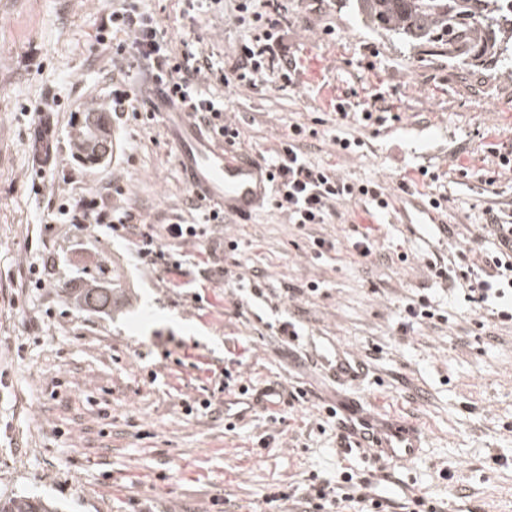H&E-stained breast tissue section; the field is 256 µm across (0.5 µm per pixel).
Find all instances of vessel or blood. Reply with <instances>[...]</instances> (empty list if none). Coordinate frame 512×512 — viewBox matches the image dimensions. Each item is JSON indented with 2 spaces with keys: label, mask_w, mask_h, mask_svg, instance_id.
<instances>
[{
  "label": "vessel or blood",
  "mask_w": 512,
  "mask_h": 512,
  "mask_svg": "<svg viewBox=\"0 0 512 512\" xmlns=\"http://www.w3.org/2000/svg\"><path fill=\"white\" fill-rule=\"evenodd\" d=\"M149 94L160 107L180 171L193 195L240 219L256 214L271 188L264 163L211 137L193 113L179 109L166 98L161 85L152 86ZM397 209L407 223L420 225L423 236L447 238L443 221L421 195L411 190L399 195ZM320 361L341 383L363 374L358 359L341 350L331 356L321 355ZM422 446L416 425L394 422L381 427L370 417L360 418L358 425L350 427L348 439L340 444L345 453L372 449L379 462L392 468L405 467L419 456Z\"/></svg>",
  "instance_id": "1"
}]
</instances>
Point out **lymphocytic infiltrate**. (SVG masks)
<instances>
[{"instance_id": "1", "label": "lymphocytic infiltrate", "mask_w": 512, "mask_h": 512, "mask_svg": "<svg viewBox=\"0 0 512 512\" xmlns=\"http://www.w3.org/2000/svg\"><path fill=\"white\" fill-rule=\"evenodd\" d=\"M234 10L236 22L249 29L251 36L239 43L238 62L227 69L205 56L196 41L183 40L181 49H173L166 32L142 0H121L97 35L99 44L112 50V97L106 109L113 119L132 120L144 128L150 126L155 112L142 92L131 85L133 76L147 72L167 86L175 103L199 112L211 134L228 145H239L240 127L226 122L223 102L204 93L200 82L210 80L227 86L253 87L272 78L281 86L291 87L295 84L296 70L275 64L281 41L277 10L260 9L258 0H236ZM56 112L54 99L48 97L32 112L34 128L43 131L46 137L44 161L37 171L41 179L55 178L63 169L58 152ZM317 136L315 128L300 123L290 125L266 162L272 200L279 210L287 213L289 223L302 231L329 223L338 205L357 200L370 202L379 210L389 209L392 195L379 182L351 181L338 175L330 165L310 160L305 144ZM121 193V188L111 184L91 195H70L60 204L59 213L72 224L109 225L113 232L132 241L137 260L148 268L181 273L182 261L172 251V244L201 243L210 227L225 221L223 213L193 198L189 205L197 213L196 220L177 219L166 224L159 234L152 225L135 223L132 212L114 204V197ZM482 220L481 230L493 239L495 251L478 264L469 250L459 249L457 286L475 309L493 307L499 322H512V307L502 304L507 292L512 291V213L488 207L482 212ZM290 501L301 503L302 512H389L391 506L388 499L373 492L368 480L349 468L341 471L334 482L314 475L305 486L277 487L264 496L265 504L274 512Z\"/></svg>"}]
</instances>
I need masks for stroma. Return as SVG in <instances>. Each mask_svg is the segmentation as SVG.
I'll list each match as a JSON object with an SVG mask.
<instances>
[{
	"label": "stroma",
	"mask_w": 512,
	"mask_h": 512,
	"mask_svg": "<svg viewBox=\"0 0 512 512\" xmlns=\"http://www.w3.org/2000/svg\"><path fill=\"white\" fill-rule=\"evenodd\" d=\"M112 3L0 0V497H47L59 512H207L220 495L228 512H262L270 487L314 474L332 479L349 467L384 492L392 512L415 495L441 512H512V323L472 312L427 266L465 246L492 252L480 214L489 205L512 209V173L498 166L499 154L512 153V77L460 71L441 53L410 50L367 28L347 0H283L280 59L296 66V86H211L242 129L241 151L269 154L290 124L302 123L319 132L308 142L310 159L352 179L394 192L420 168L433 169L456 234L430 245L395 210L350 202L306 236L269 205L212 228L207 244L184 245L176 288L170 274L143 269L133 244L108 225L60 223L48 238L31 235L64 197L110 180L141 222L166 224L185 212L189 189L158 121L115 124L105 164L93 171L79 162L67 167V182L36 184L21 108L51 93L67 113L107 100L111 53L96 35ZM145 3L173 43L197 39L212 60L235 63L246 31L231 0L194 20L183 0ZM374 96L384 124L350 121L348 132L365 146L336 154L335 102L358 113ZM356 224L371 228L383 261L358 265L349 249ZM313 235L332 249L315 256ZM229 240L236 251L207 255V245ZM46 251L58 258L52 286L22 291L30 262ZM399 252L411 263L395 262ZM208 264L224 267L223 280L203 278ZM99 278L114 288L111 311L69 301L72 280ZM312 280L318 293L299 295ZM245 281L265 298H252ZM418 295L440 303L448 320L401 331L400 312ZM19 304L27 317L17 315ZM285 321L299 332L286 346L277 334ZM160 336L183 342L184 363L162 359ZM327 343L365 363L358 384L338 383L317 364ZM212 364L252 389L278 380L286 392L273 411L256 408L231 428L220 403L185 415L182 402L204 397ZM58 379L66 386L54 398ZM299 390L304 398L293 399ZM102 403L112 409L105 437ZM328 405L417 424L425 436L419 457L389 468L341 453L336 426L319 424Z\"/></svg>",
	"instance_id": "obj_1"
}]
</instances>
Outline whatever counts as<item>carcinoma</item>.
<instances>
[{
    "label": "carcinoma",
    "mask_w": 512,
    "mask_h": 512,
    "mask_svg": "<svg viewBox=\"0 0 512 512\" xmlns=\"http://www.w3.org/2000/svg\"><path fill=\"white\" fill-rule=\"evenodd\" d=\"M356 15L371 30L414 50L438 49L456 69H481L512 74V0H349ZM80 157L94 164L111 152L109 119L87 113L72 132ZM79 307L112 311V289L94 283L74 290ZM0 512H58L45 498L15 495L0 499Z\"/></svg>",
    "instance_id": "carcinoma-1"
}]
</instances>
